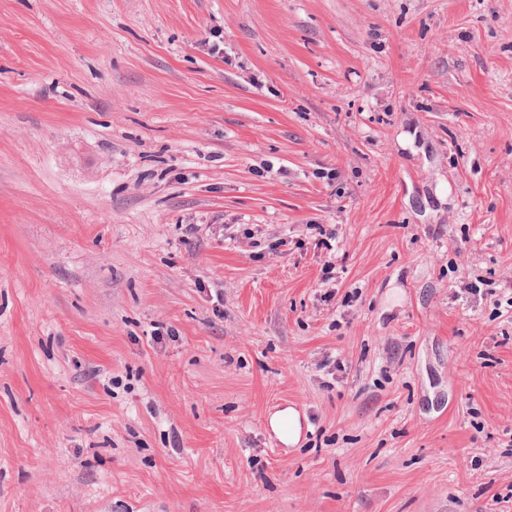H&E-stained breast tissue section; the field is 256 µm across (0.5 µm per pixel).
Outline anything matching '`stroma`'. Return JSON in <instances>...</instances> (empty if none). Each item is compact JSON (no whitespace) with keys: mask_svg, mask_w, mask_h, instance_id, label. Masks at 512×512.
<instances>
[{"mask_svg":"<svg viewBox=\"0 0 512 512\" xmlns=\"http://www.w3.org/2000/svg\"><path fill=\"white\" fill-rule=\"evenodd\" d=\"M0 512H512V0H0Z\"/></svg>","mask_w":512,"mask_h":512,"instance_id":"35a3bbf8","label":"stroma"}]
</instances>
